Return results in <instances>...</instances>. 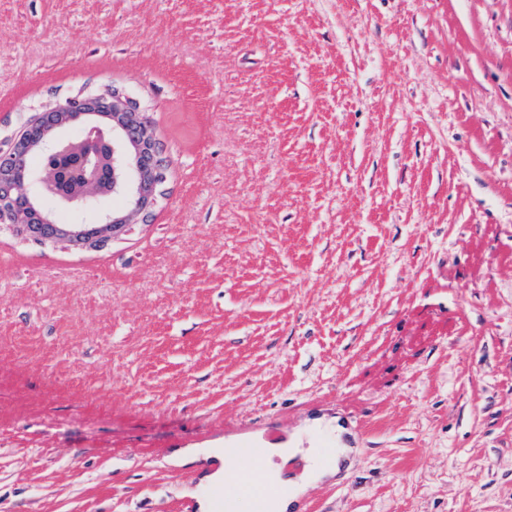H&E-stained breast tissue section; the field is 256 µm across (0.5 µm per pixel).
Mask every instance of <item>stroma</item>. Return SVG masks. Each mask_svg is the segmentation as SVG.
Here are the masks:
<instances>
[{
  "instance_id": "obj_1",
  "label": "stroma",
  "mask_w": 512,
  "mask_h": 512,
  "mask_svg": "<svg viewBox=\"0 0 512 512\" xmlns=\"http://www.w3.org/2000/svg\"><path fill=\"white\" fill-rule=\"evenodd\" d=\"M112 87L165 196L0 232V512H183L320 417L301 512H512V0H0V130Z\"/></svg>"
}]
</instances>
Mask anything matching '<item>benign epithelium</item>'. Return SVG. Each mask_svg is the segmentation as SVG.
Wrapping results in <instances>:
<instances>
[{
	"instance_id": "1",
	"label": "benign epithelium",
	"mask_w": 512,
	"mask_h": 512,
	"mask_svg": "<svg viewBox=\"0 0 512 512\" xmlns=\"http://www.w3.org/2000/svg\"><path fill=\"white\" fill-rule=\"evenodd\" d=\"M165 166L134 97L118 88L68 97L0 135V229L36 244L103 249L149 222ZM62 212L83 222L62 224Z\"/></svg>"
}]
</instances>
